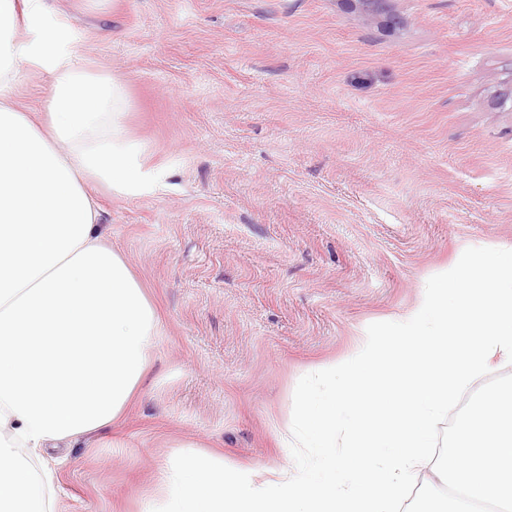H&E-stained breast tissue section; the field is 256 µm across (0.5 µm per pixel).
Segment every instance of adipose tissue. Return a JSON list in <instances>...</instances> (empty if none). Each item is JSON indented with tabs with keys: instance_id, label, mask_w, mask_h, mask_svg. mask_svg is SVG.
<instances>
[{
	"instance_id": "adipose-tissue-1",
	"label": "adipose tissue",
	"mask_w": 512,
	"mask_h": 512,
	"mask_svg": "<svg viewBox=\"0 0 512 512\" xmlns=\"http://www.w3.org/2000/svg\"><path fill=\"white\" fill-rule=\"evenodd\" d=\"M20 44L17 0H0V512H56L46 449L106 432L138 392L160 315L100 224L98 186L149 185L122 132L123 90L69 56ZM45 71L39 112L15 92Z\"/></svg>"
}]
</instances>
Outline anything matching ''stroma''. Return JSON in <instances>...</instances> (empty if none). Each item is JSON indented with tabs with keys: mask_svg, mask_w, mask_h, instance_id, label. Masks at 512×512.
<instances>
[{
	"mask_svg": "<svg viewBox=\"0 0 512 512\" xmlns=\"http://www.w3.org/2000/svg\"><path fill=\"white\" fill-rule=\"evenodd\" d=\"M22 42L125 88L152 175L101 222L155 302L139 397L48 450L58 512H141L177 443L294 471L299 379L512 247V0H43Z\"/></svg>",
	"mask_w": 512,
	"mask_h": 512,
	"instance_id": "obj_1",
	"label": "stroma"
}]
</instances>
